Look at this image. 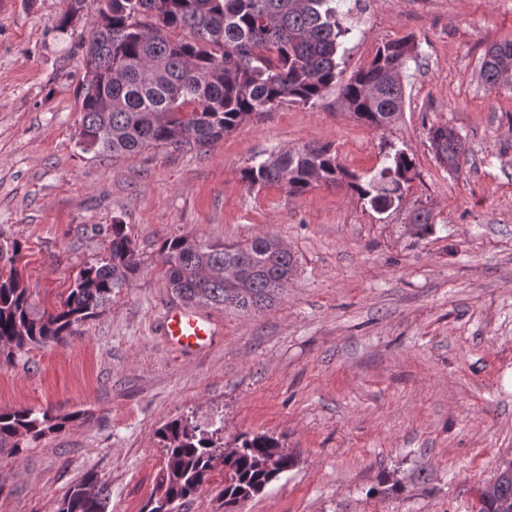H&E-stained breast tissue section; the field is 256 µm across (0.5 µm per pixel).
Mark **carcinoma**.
<instances>
[{"label":"carcinoma","mask_w":512,"mask_h":512,"mask_svg":"<svg viewBox=\"0 0 512 512\" xmlns=\"http://www.w3.org/2000/svg\"><path fill=\"white\" fill-rule=\"evenodd\" d=\"M70 0L58 18L63 32L83 7ZM360 0H100L81 86L77 144L86 153L114 156L151 146L191 151L223 138L244 121L284 103L313 105L341 83L343 107L369 126L389 124L402 111L403 73L415 60L406 36L378 48L371 63L344 83L339 56L344 24ZM188 32L191 38L178 37ZM512 40L493 43L480 76L495 88L508 79ZM439 163L456 171L468 148L445 126L429 131ZM415 160L403 151L366 179L344 168L322 147L274 154L246 168L251 189L278 184L301 195L313 184L345 186L377 212L400 203ZM411 223L432 227L424 208ZM104 253L81 268L65 302L54 312L35 313L18 270L23 246L0 240V358L9 362L26 347L61 343L75 327L112 305L136 279L142 260L119 222L99 228ZM160 260L170 290L188 304L248 311L271 307L296 271L293 253L274 236L223 243L183 233L166 238ZM79 417L46 408H0V449L18 453L28 440L59 431ZM164 448L163 475L145 512H179L210 479L224 472L225 512L262 492L294 464L279 439L243 434L224 452L220 438L182 418L157 430ZM108 485L86 473L61 499L57 512H108ZM480 512H512V476L501 477L484 496Z\"/></svg>","instance_id":"carcinoma-1"}]
</instances>
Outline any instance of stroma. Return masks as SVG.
I'll return each instance as SVG.
<instances>
[{
  "label": "stroma",
  "mask_w": 512,
  "mask_h": 512,
  "mask_svg": "<svg viewBox=\"0 0 512 512\" xmlns=\"http://www.w3.org/2000/svg\"><path fill=\"white\" fill-rule=\"evenodd\" d=\"M66 8L0 0V236L22 242L39 312L60 307L102 252L99 226L125 224L143 264L65 342L0 363V407L81 414L0 451V512H56L90 470L109 484L108 512H143L164 465L156 432L181 416L220 429L225 447L266 433L293 456L236 512H477L478 487L512 459V86L480 77L486 50L512 39V0H361L346 72L385 41L418 46L388 126L359 122L333 87L203 148L113 158L76 145L98 0L63 34ZM437 125L468 147L458 173L435 158ZM308 145L366 177L403 150L416 174L385 213L345 187L292 196L242 182L243 169ZM421 207L425 235L408 222ZM179 233L274 236L297 271L271 309L206 308L222 332L185 355L158 329L182 305L159 258Z\"/></svg>",
  "instance_id": "1"
}]
</instances>
